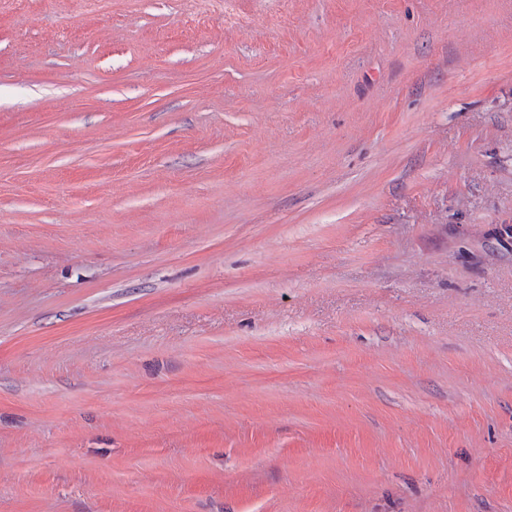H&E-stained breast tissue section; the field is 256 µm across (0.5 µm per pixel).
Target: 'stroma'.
Segmentation results:
<instances>
[{
  "label": "stroma",
  "mask_w": 512,
  "mask_h": 512,
  "mask_svg": "<svg viewBox=\"0 0 512 512\" xmlns=\"http://www.w3.org/2000/svg\"><path fill=\"white\" fill-rule=\"evenodd\" d=\"M0 512H512V0H0Z\"/></svg>",
  "instance_id": "stroma-1"
}]
</instances>
